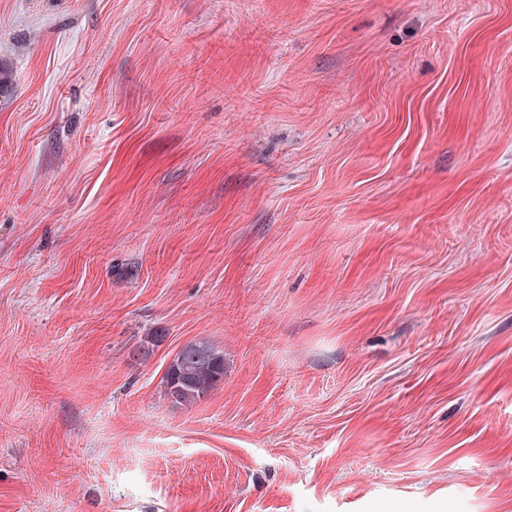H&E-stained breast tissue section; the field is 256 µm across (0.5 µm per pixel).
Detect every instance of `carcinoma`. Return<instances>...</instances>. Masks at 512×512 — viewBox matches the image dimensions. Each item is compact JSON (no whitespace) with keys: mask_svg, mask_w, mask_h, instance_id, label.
<instances>
[{"mask_svg":"<svg viewBox=\"0 0 512 512\" xmlns=\"http://www.w3.org/2000/svg\"><path fill=\"white\" fill-rule=\"evenodd\" d=\"M198 346L204 352L188 356L184 360H174L164 374L165 388L177 385L176 401L191 403L206 395L217 383V362L211 358V354H221L207 342H200Z\"/></svg>","mask_w":512,"mask_h":512,"instance_id":"carcinoma-1","label":"carcinoma"}]
</instances>
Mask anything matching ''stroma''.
Returning <instances> with one entry per match:
<instances>
[{
    "instance_id": "stroma-1",
    "label": "stroma",
    "mask_w": 512,
    "mask_h": 512,
    "mask_svg": "<svg viewBox=\"0 0 512 512\" xmlns=\"http://www.w3.org/2000/svg\"><path fill=\"white\" fill-rule=\"evenodd\" d=\"M0 512H512V0H0ZM178 356L170 364L164 374L166 393L169 395L170 387L176 383V402L191 403L206 395L217 383V362L210 354L200 353L186 357L179 362Z\"/></svg>"
}]
</instances>
